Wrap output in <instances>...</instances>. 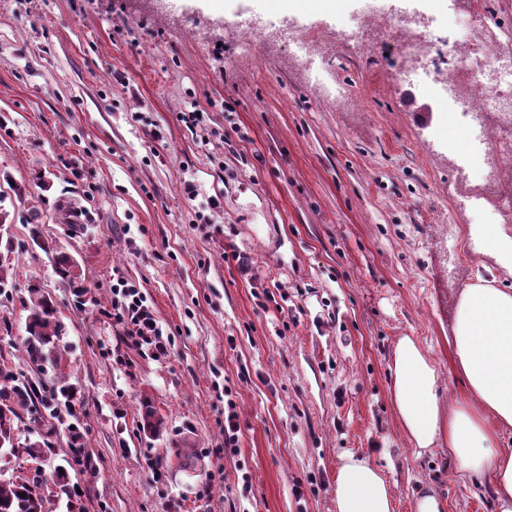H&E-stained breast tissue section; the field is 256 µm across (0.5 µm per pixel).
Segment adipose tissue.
I'll return each mask as SVG.
<instances>
[{
    "mask_svg": "<svg viewBox=\"0 0 512 512\" xmlns=\"http://www.w3.org/2000/svg\"><path fill=\"white\" fill-rule=\"evenodd\" d=\"M462 396L444 400L437 369L410 336L394 346L392 401L417 454L445 444L463 473L491 477L492 512H512V289L480 279L456 304L448 338ZM336 512H394L390 483L371 456L346 454L334 485Z\"/></svg>",
    "mask_w": 512,
    "mask_h": 512,
    "instance_id": "ef3b65f1",
    "label": "adipose tissue"
}]
</instances>
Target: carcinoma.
<instances>
[{"label":"carcinoma","mask_w":512,"mask_h":512,"mask_svg":"<svg viewBox=\"0 0 512 512\" xmlns=\"http://www.w3.org/2000/svg\"><path fill=\"white\" fill-rule=\"evenodd\" d=\"M29 240L52 256L55 272L76 294L86 293L78 263L44 240L41 225L30 224ZM24 308L27 361L40 374L52 370L54 384L48 387L40 379L26 377L0 354V442L4 443L0 450V512H51L47 505L62 499L67 501L68 512H80L78 502L89 494L90 488L76 491L80 484L72 481L71 463L55 465L40 481L14 474L21 462L36 463L55 456L52 438L57 436L60 425L66 426L70 437L68 454L84 467L83 473L91 476L96 471L80 429L83 394L62 369L65 331L58 305L48 292L33 285L28 289Z\"/></svg>","instance_id":"1"}]
</instances>
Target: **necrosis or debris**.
<instances>
[{
    "label": "necrosis or debris",
    "mask_w": 512,
    "mask_h": 512,
    "mask_svg": "<svg viewBox=\"0 0 512 512\" xmlns=\"http://www.w3.org/2000/svg\"><path fill=\"white\" fill-rule=\"evenodd\" d=\"M458 11L461 34L444 49L431 34L402 35L400 19L380 14L361 17L348 41L363 55L379 42L394 40L405 65L393 72V79L400 82L410 72L423 70L435 87L447 90L449 115L482 129L484 149L469 164L481 171L482 179L465 184L463 192L485 200L488 223L508 224L512 222V62L505 60L493 38L474 43L471 33L482 28L484 20L471 0H458Z\"/></svg>",
    "instance_id": "4bbe7bcc"
}]
</instances>
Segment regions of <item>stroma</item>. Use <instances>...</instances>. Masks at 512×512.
<instances>
[{"label": "stroma", "mask_w": 512, "mask_h": 512, "mask_svg": "<svg viewBox=\"0 0 512 512\" xmlns=\"http://www.w3.org/2000/svg\"><path fill=\"white\" fill-rule=\"evenodd\" d=\"M366 1L425 13L441 38L456 22L453 0H155L135 16L130 0H0V207L14 244L0 258L14 285L0 350L28 372L23 303L40 284L85 394L98 462L76 477L87 512H335L345 453L372 455L396 512H415L425 489L446 512H491L489 480L462 477L445 445L417 455L390 396L403 336L429 348L443 396L460 395L446 342L456 300L479 276L512 288V268L469 234L481 203L457 191L467 136L432 89L390 79L393 43L255 62L235 34L250 16L336 31ZM311 72L359 90L360 105H324ZM62 200L82 230L61 221ZM34 219L77 261L83 300L31 248ZM121 279L146 294L167 354L128 346L113 318Z\"/></svg>", "instance_id": "1"}]
</instances>
